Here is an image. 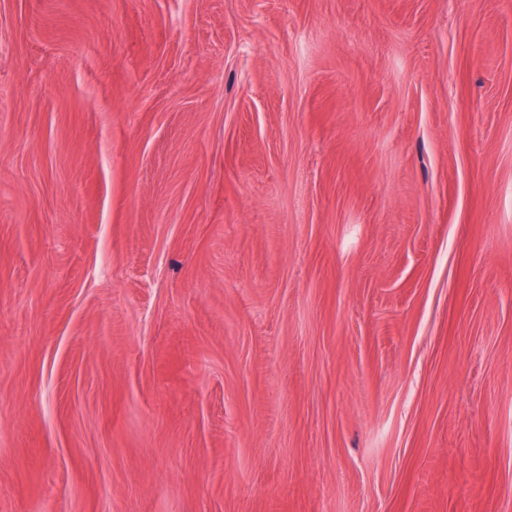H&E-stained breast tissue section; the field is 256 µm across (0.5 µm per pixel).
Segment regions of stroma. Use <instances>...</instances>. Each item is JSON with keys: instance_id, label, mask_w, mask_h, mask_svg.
Masks as SVG:
<instances>
[{"instance_id": "stroma-1", "label": "stroma", "mask_w": 512, "mask_h": 512, "mask_svg": "<svg viewBox=\"0 0 512 512\" xmlns=\"http://www.w3.org/2000/svg\"><path fill=\"white\" fill-rule=\"evenodd\" d=\"M0 512H512V0H0Z\"/></svg>"}]
</instances>
